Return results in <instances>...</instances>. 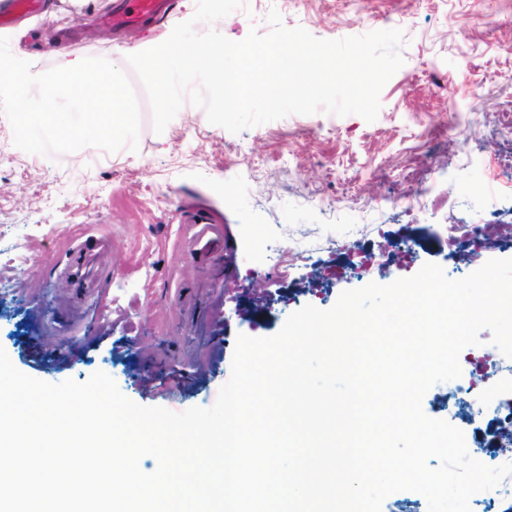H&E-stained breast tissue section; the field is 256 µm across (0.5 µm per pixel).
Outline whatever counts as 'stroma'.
<instances>
[{"label":"stroma","instance_id":"35a3bbf8","mask_svg":"<svg viewBox=\"0 0 512 512\" xmlns=\"http://www.w3.org/2000/svg\"><path fill=\"white\" fill-rule=\"evenodd\" d=\"M43 2L0 31L36 75L76 57L130 72V47L196 11L175 0L168 19L117 32L99 23L113 0ZM273 9L321 39L402 31L404 64L374 122L320 111L233 134L187 103L158 134L138 83L137 150L45 157L16 147L0 113V347L18 370L49 383L100 370L139 405L209 407L238 334L274 335L304 305L330 308L344 290L428 262L460 279L512 258L494 227L512 218V0H261L195 30L240 41L267 32ZM442 178L447 204L415 218L413 196ZM477 211L491 222L481 244L449 252L448 225ZM198 214L225 241L207 259L192 243ZM292 239L306 257L287 253ZM87 243L91 290L73 283ZM354 249L368 272L349 271Z\"/></svg>","mask_w":512,"mask_h":512}]
</instances>
